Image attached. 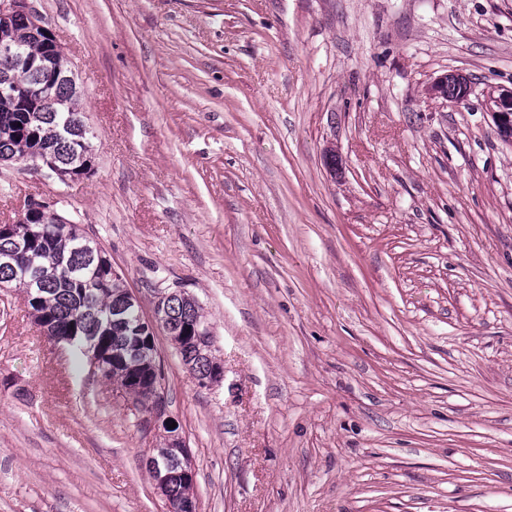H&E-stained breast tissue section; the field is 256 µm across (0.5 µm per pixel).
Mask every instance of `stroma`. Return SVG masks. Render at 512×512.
<instances>
[{
	"label": "stroma",
	"instance_id": "stroma-1",
	"mask_svg": "<svg viewBox=\"0 0 512 512\" xmlns=\"http://www.w3.org/2000/svg\"><path fill=\"white\" fill-rule=\"evenodd\" d=\"M95 137L62 183L151 313L203 308L224 379L164 330L197 512H512V0H29ZM468 78L457 104L428 98ZM160 432L86 355L0 312V512H167ZM448 85L454 86L457 89V92H460V94L452 98L450 101L462 103L469 96L470 89L468 80L458 74L449 76L446 74L436 78L426 87V94L430 98H442L443 100L448 101ZM486 107L492 113L498 131L507 143L512 144V89H492L487 95Z\"/></svg>",
	"mask_w": 512,
	"mask_h": 512
}]
</instances>
